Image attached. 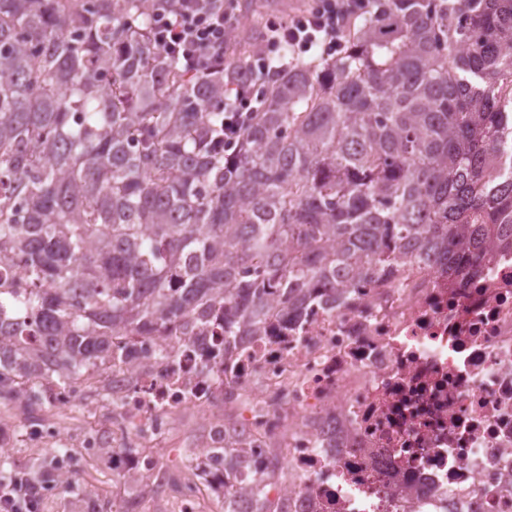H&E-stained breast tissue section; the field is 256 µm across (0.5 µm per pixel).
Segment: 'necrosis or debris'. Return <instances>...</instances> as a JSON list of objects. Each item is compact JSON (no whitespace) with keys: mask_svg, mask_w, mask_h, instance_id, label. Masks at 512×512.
<instances>
[{"mask_svg":"<svg viewBox=\"0 0 512 512\" xmlns=\"http://www.w3.org/2000/svg\"><path fill=\"white\" fill-rule=\"evenodd\" d=\"M270 304L263 332L229 354L208 322L118 330L121 360L42 398L101 395L120 483L168 470L156 447L193 414L202 475L177 512L222 490L225 448L245 449L250 474L235 512H256L254 483L285 512H512V251L491 252L463 286L420 263L318 291L296 312Z\"/></svg>","mask_w":512,"mask_h":512,"instance_id":"1","label":"necrosis or debris"}]
</instances>
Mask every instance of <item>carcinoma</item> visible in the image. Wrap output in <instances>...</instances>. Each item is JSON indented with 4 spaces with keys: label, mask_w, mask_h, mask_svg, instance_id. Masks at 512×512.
Instances as JSON below:
<instances>
[{
    "label": "carcinoma",
    "mask_w": 512,
    "mask_h": 512,
    "mask_svg": "<svg viewBox=\"0 0 512 512\" xmlns=\"http://www.w3.org/2000/svg\"><path fill=\"white\" fill-rule=\"evenodd\" d=\"M160 0H0V399L119 358L114 334L220 320L224 347L395 264L448 280L512 250V0H370L283 62L231 145V76L155 42ZM48 331L34 342L32 331Z\"/></svg>",
    "instance_id": "1"
}]
</instances>
